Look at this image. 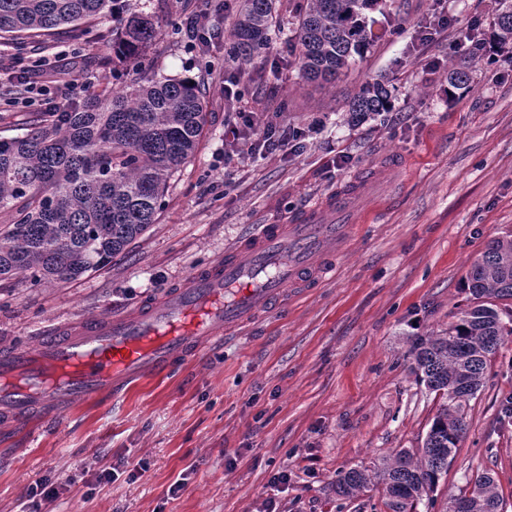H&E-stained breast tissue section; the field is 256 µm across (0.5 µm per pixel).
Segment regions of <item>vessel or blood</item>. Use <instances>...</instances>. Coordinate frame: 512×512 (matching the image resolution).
<instances>
[{"label": "vessel or blood", "mask_w": 512, "mask_h": 512, "mask_svg": "<svg viewBox=\"0 0 512 512\" xmlns=\"http://www.w3.org/2000/svg\"><path fill=\"white\" fill-rule=\"evenodd\" d=\"M370 183H350L290 224H264L225 259L195 270L167 296L29 350L0 353V419L51 415L80 401L119 397L167 373L224 332L310 291L336 273L349 241L348 220Z\"/></svg>", "instance_id": "1"}]
</instances>
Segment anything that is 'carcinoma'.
Listing matches in <instances>:
<instances>
[{
  "label": "carcinoma",
  "mask_w": 512,
  "mask_h": 512,
  "mask_svg": "<svg viewBox=\"0 0 512 512\" xmlns=\"http://www.w3.org/2000/svg\"><path fill=\"white\" fill-rule=\"evenodd\" d=\"M114 0H0V41L47 40L62 29L83 47L107 35L91 23L112 13ZM377 0H290L297 58L307 81L336 80L376 37L366 11ZM276 0H241L226 50L249 63L270 45ZM493 39L512 41V5L497 15ZM152 19L132 14L112 53L139 65L156 44ZM471 88L467 72L448 74V94ZM382 80L349 102L358 124L389 109ZM206 99L200 85L171 76L143 77L119 90L107 86L82 101L61 102L0 136V279L27 272L33 282L71 283L99 271L156 222L170 177L197 150ZM467 304L448 329L412 341L414 372L443 399L415 454L397 452L372 469L338 473L336 495L348 497L376 481L390 512H413L448 472L465 430L464 409L483 386L488 362L512 336V236L493 240L471 265ZM481 490H460L448 512H504L494 477L475 476Z\"/></svg>",
  "instance_id": "1"
}]
</instances>
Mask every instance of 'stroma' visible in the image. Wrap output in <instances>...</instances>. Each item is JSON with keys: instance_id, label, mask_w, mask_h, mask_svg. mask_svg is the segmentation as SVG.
Masks as SVG:
<instances>
[{"instance_id": "stroma-1", "label": "stroma", "mask_w": 512, "mask_h": 512, "mask_svg": "<svg viewBox=\"0 0 512 512\" xmlns=\"http://www.w3.org/2000/svg\"><path fill=\"white\" fill-rule=\"evenodd\" d=\"M499 0H379L376 38L335 82L299 75L291 25L247 66L228 59L235 17L222 0H126L151 17L159 40L140 70L86 66L66 34L0 44V83L23 69L40 84L92 77L120 88L153 73L190 77L207 90L205 134L168 182L156 224L89 277L0 280V349L32 344L51 324L100 318L178 287L263 224H287L352 179L398 160L372 206L359 210L336 275L187 365L142 382L117 400L81 403L31 424L0 425V512L31 506L33 481L62 484L52 512H389L382 486L342 498L336 475L422 447L442 400L412 370L414 336L447 329L466 304L462 282L496 238L512 234V49L489 48ZM448 29L430 44L418 31L436 15ZM204 16L206 52L179 25ZM437 68H427L429 59ZM472 89L448 95V73ZM234 77L242 101L225 100ZM387 81L390 111L347 122L361 84ZM265 114L301 129L295 150L250 154L225 147L233 111ZM349 158L336 167L338 154ZM512 338L491 359L465 408L466 433L429 512L476 472L494 476L512 512ZM147 472L131 479L137 462ZM115 467L97 483L83 465ZM279 470L287 486H270ZM177 497L168 489L176 479Z\"/></svg>"}]
</instances>
